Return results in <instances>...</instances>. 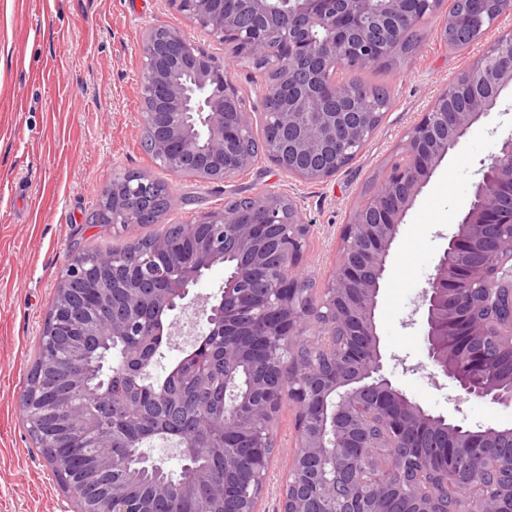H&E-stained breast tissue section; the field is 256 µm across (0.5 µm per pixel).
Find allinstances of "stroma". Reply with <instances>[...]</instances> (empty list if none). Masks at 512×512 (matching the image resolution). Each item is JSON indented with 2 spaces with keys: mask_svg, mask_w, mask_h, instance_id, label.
Instances as JSON below:
<instances>
[{
  "mask_svg": "<svg viewBox=\"0 0 512 512\" xmlns=\"http://www.w3.org/2000/svg\"><path fill=\"white\" fill-rule=\"evenodd\" d=\"M154 23L177 26L207 52L229 57V75L254 131H261L251 68L232 59L230 46L204 35L168 0H0V512H60L68 503L28 432L21 398L55 285L74 254L121 248L167 225L189 223L196 210L275 190L299 201L311 226L300 268L324 288L352 209L373 190L406 133L448 82L512 30V13L460 52L448 50L436 37V20H427L412 57L383 78L395 102L367 148L335 177L317 183L289 178L264 159L221 183L175 176L157 166L141 145L139 126V45ZM510 132L512 92H506L442 160L408 211L376 310L384 373L393 386L430 413L473 429L512 428V406L457 399L449 382L431 377L418 308L474 183ZM117 171L143 172L170 186L173 202L158 223L126 229L91 223ZM295 414V406L284 402L260 512H280L281 477L296 451Z\"/></svg>",
  "mask_w": 512,
  "mask_h": 512,
  "instance_id": "stroma-1",
  "label": "stroma"
}]
</instances>
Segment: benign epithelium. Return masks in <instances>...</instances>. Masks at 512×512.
I'll return each instance as SVG.
<instances>
[{"instance_id": "obj_1", "label": "benign epithelium", "mask_w": 512, "mask_h": 512, "mask_svg": "<svg viewBox=\"0 0 512 512\" xmlns=\"http://www.w3.org/2000/svg\"><path fill=\"white\" fill-rule=\"evenodd\" d=\"M173 8L211 38L232 43L237 54L271 63L276 77L261 89L264 113L274 131L260 152L280 171L301 182L336 176L365 149L373 124L365 120V102L339 89L336 67L361 69L390 58L406 27L439 17L437 34L448 48L462 51L480 40L501 17L512 11V0H169ZM140 90L142 142L161 167L205 182L222 181L247 168L253 159L245 147L252 123L242 106L237 85L228 76L226 60L206 52L181 30L165 24L149 27L141 46ZM512 34L503 35L469 65L465 88L452 81L431 109L406 134L402 151L390 163L371 194L351 212L342 235L336 272L323 290L320 304L307 306L315 282L298 269L309 225L290 196L266 190L248 198L250 207L230 200L224 207L199 213L186 225L196 238L195 251L178 266L158 255L144 258L136 275L147 277L149 290L165 293L169 313L167 335L180 330V319L194 300L190 290L213 268L216 257L250 249L255 259L224 279L216 295L191 313L203 320L200 335L254 336L258 351L269 343L288 355L280 370H300L293 354L302 343L336 365L319 384L294 382L270 395L262 412L275 420L284 400L297 407L298 451L282 476L284 493L300 484L299 460L309 450L322 463H332L323 478V496L342 512L361 490L346 485L344 471L365 470L372 459L364 448H402L411 425L433 419L419 403L394 387L384 375L377 334L376 308L387 261L400 226L424 184L441 161L488 116L506 90H512ZM155 180L145 174L115 173L102 193L94 224L127 228L142 223L158 207ZM276 264L281 275L272 278ZM110 261L89 262L78 255L59 279L42 336L47 363L37 369V382L25 393L35 406L49 440L45 460L57 473L68 464L56 449H70L79 466V481L68 482L71 510L63 512H136L112 492V425L95 424L87 404H76L71 389L83 364L59 355L62 340L88 334L96 317L115 306L136 307L133 294L112 291ZM89 277L99 288H82ZM426 356L433 377L450 381L467 397L512 405V372L508 383L494 378L476 381L471 375L488 371L499 356H512V133L475 185L468 210L448 238L435 273L421 292ZM108 366L91 394L114 403L122 398L119 379L125 364ZM320 420L309 434L305 418ZM445 426L448 458L463 462L465 454L483 462L488 476L463 502L451 494L456 472L426 469L410 481L425 512H496L495 503L512 497V479L504 481V462L491 445L512 446V429H466L440 415ZM272 435L255 431L252 444L258 467L268 472Z\"/></svg>"}]
</instances>
